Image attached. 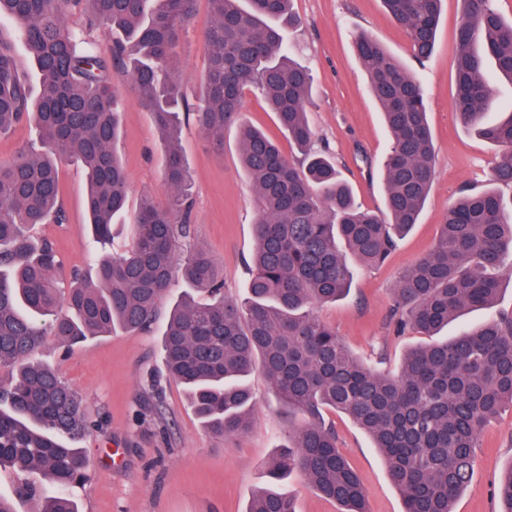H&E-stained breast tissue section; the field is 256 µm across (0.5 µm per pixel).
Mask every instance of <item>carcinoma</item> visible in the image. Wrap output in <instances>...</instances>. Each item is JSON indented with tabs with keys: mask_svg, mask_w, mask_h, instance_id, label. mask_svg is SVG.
Returning a JSON list of instances; mask_svg holds the SVG:
<instances>
[{
	"mask_svg": "<svg viewBox=\"0 0 512 512\" xmlns=\"http://www.w3.org/2000/svg\"><path fill=\"white\" fill-rule=\"evenodd\" d=\"M197 0H0V21L14 26L37 70L39 91L17 73L12 40L0 30V135L34 123L39 147L0 166V367L17 377L0 386V467L25 475L18 497L42 499L40 512H78L71 489L86 477L73 442L90 430L79 394L33 361L42 337L71 343L117 327L148 331L175 279L186 293L162 332L168 374L184 386L204 427L229 440L245 431L254 407L247 377L261 368L292 428V442L267 463L270 484L301 475L341 512H367L363 487L337 449L323 413L348 415L373 439L405 512H455L472 478L485 427L512 406V314L441 342L411 349L398 375L355 356L315 314L350 290L357 268L383 263L397 239L418 223L434 175V147L424 89L379 41L361 32L355 50L391 134L384 160V206L361 208L335 163L313 149L308 69L288 52L281 23L293 0H208L209 67L201 103L189 102L176 77L181 37ZM404 30L412 55L428 59L443 0H382ZM453 106L461 123L499 150L492 187L448 206L431 250L404 270L394 288L398 334L432 337L472 308H491L501 282L512 281V110L488 118V65L512 82V19L494 0H460ZM76 12L112 37L109 53L80 47L68 23ZM130 83L163 143L165 202L141 199L131 246L104 252L114 218L126 207L128 177L117 152L122 101L116 80ZM247 89L275 113L304 165L286 158L264 132L241 127L239 150L255 192L256 243L245 294L224 292L206 251L177 248L189 236L193 178L179 145L182 119L194 118L208 141L224 148L239 123ZM69 156L87 183L96 279L73 272L59 286L52 244L29 234L62 224L56 159ZM66 308L67 313L59 312ZM512 512V465L498 486ZM246 512H296L272 487L252 495Z\"/></svg>",
	"mask_w": 512,
	"mask_h": 512,
	"instance_id": "carcinoma-1",
	"label": "carcinoma"
}]
</instances>
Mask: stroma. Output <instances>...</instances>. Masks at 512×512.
<instances>
[{"instance_id": "stroma-1", "label": "stroma", "mask_w": 512, "mask_h": 512, "mask_svg": "<svg viewBox=\"0 0 512 512\" xmlns=\"http://www.w3.org/2000/svg\"><path fill=\"white\" fill-rule=\"evenodd\" d=\"M294 10L297 22L283 34L311 75L308 109L314 147L335 160L363 207L383 205L382 164L390 134L355 55V36L364 32L380 41L425 88L435 174L420 221L383 264L358 271L347 297L316 309L354 354L394 374L408 348L422 340L414 333L395 335L390 323L398 275L432 247L449 203L461 190L488 188L497 154L459 122L452 107L460 2L444 0L435 50L422 64L413 58L405 34L381 0H295ZM211 24L208 0H197L179 46V76L194 99L204 87V38ZM121 93L125 112L118 149L130 188L127 210L112 226L115 254L132 242L141 197L161 201L168 193L157 129L129 84H122ZM241 122L263 130L285 156H293L256 91L243 95ZM181 147L194 183L192 241L214 258L225 291L244 293L255 247V204L239 161L238 129L225 130L224 149L218 152L190 120L182 125ZM58 170L67 221L43 225L38 232L57 253L62 281H69L76 270L90 278L94 271L88 263L85 177L70 157L59 159ZM34 358L79 392L95 424L78 443L88 473L73 489L79 512H246L253 491L268 483L267 461L289 444L288 419L258 370L249 377L255 402L250 430L228 442L209 434L183 387L166 374L159 329L128 333L118 328L74 345L47 335ZM324 417L365 487L369 512H404L402 495L368 435L344 414L329 410ZM511 465L512 407H507L481 436L475 472L456 500V512H498L495 492Z\"/></svg>"}]
</instances>
